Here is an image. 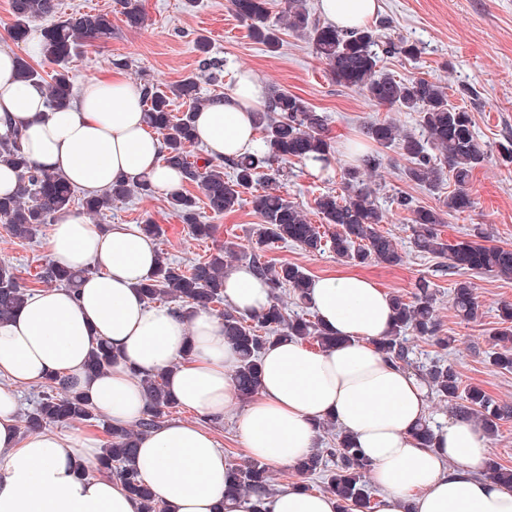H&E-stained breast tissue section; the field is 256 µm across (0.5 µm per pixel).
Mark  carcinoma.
I'll use <instances>...</instances> for the list:
<instances>
[{
    "instance_id": "cac0c4a2",
    "label": "carcinoma",
    "mask_w": 512,
    "mask_h": 512,
    "mask_svg": "<svg viewBox=\"0 0 512 512\" xmlns=\"http://www.w3.org/2000/svg\"><path fill=\"white\" fill-rule=\"evenodd\" d=\"M230 2L255 40L271 50L279 46L280 31L268 22L269 0ZM116 4L128 27L139 29L144 25L145 14L137 0H116ZM56 9V0H11L14 22L8 29L9 36L17 42L25 40L29 24L54 15ZM284 18L289 30L308 38L336 84L360 91L374 106L419 113L420 136L401 133L390 119L371 121L362 129L365 138L376 147L394 150L407 161L404 175L409 181L432 189L440 188L448 179L455 184L444 210L417 205L406 196L396 198L397 208L411 216L412 244L416 251L448 259V264L440 266L442 273L453 275L460 268L511 279L512 249L481 243L487 238L483 231L477 233L476 241L462 240L455 244L442 239L438 232V226L446 223L445 216L473 208L469 182L473 171L487 160L488 149L477 139L471 113L449 103L446 85L424 78L397 79L380 66L383 52L414 57L420 52L419 47L403 40L392 41L387 36L386 21L355 31L334 27L312 15L303 0H287ZM111 38L112 18L108 13L76 12L59 18L43 28L39 47L40 54L58 65L59 70L47 80L28 57L20 55L15 76L22 82L41 85L50 108H65L75 97L66 63L79 48L105 43ZM142 92L145 122L163 138L162 161L177 169L184 182L196 185L202 195L198 199L175 190L168 197L170 207L189 226L193 236L208 238L214 233L213 225L199 220V204L220 215L232 210L241 195L250 192L254 211L261 219L258 238L262 242H292L309 253L327 249L352 265L404 263L398 245L380 229L386 215L376 203V190L362 179V172L379 167V155H366L362 166L347 170L342 194L327 192L315 198V208L323 222L334 229L329 236L269 185L272 177L281 175L292 163L314 159L327 167L334 161L326 117L303 98L284 90L272 93L267 111L256 113V127L262 133L257 149L225 164L209 160L200 164L191 154L197 143L195 119L215 99L199 96L198 82L193 76L170 87L148 83ZM175 99L188 103L187 111L179 116L171 108ZM21 140L17 128L0 133V163L19 171L15 190L0 195V223L13 237L30 240L43 225L69 209L75 189L61 176L34 166L22 152ZM226 166L232 169L228 177L224 176ZM136 193L148 195L153 189L145 179L136 182L122 179L102 194L83 196L81 208L85 215L94 218ZM231 253L232 246L226 244L187 267L159 253L154 271L141 284V293L150 304H177L176 311L180 313L195 308L210 309L224 301L225 256ZM250 265L272 290L288 287L297 303L308 304L311 278L303 268L270 263L260 253L250 256ZM80 279L81 274L46 261L25 282L11 262L1 259L0 324L9 320L39 285L74 289ZM391 298L395 324L391 334L380 342V348L392 361L400 365L412 363L413 338L428 339L443 349L455 342L454 337L441 333L428 281H419L416 292L408 298L398 294ZM451 300L458 316L465 320L475 316L478 304L471 279L461 278L452 283ZM220 316L224 319V336L239 354L234 381L242 400L258 393L261 356L274 341L283 337L302 342L312 340L322 349L338 343L335 336L321 327L316 316L307 312L290 315L277 297L262 313L247 316L228 307ZM499 324L488 337L495 348L489 354V362L510 372L512 303L501 305ZM114 359L111 348L100 343L91 349L87 372L101 373L112 366ZM166 376L165 371L136 374L148 401L147 410L129 425L110 421L103 424L108 440L94 468L96 473H107L121 481L139 502L141 512H167L164 502L145 483L135 465L140 436L165 423L168 413L178 407L167 390ZM424 379L431 392L450 404L456 415L477 421L490 439L498 435L500 421L512 417L511 405L499 402L478 386H462L450 365L431 363L424 369ZM96 419L98 409L88 397L72 390L64 380L50 377L44 380L40 397L22 423L24 431L36 432L51 423ZM370 469L371 464L361 449L342 430L336 433V447L321 450L295 467L303 479L323 477L326 492L339 501L340 512H375L367 480ZM483 473L512 489V469L495 459L485 462ZM251 494L256 496L253 512H267L265 500L274 495V489L268 467L258 460L236 463L228 474L225 497L235 499Z\"/></svg>"
}]
</instances>
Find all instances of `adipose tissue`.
Segmentation results:
<instances>
[{"label": "adipose tissue", "mask_w": 512, "mask_h": 512, "mask_svg": "<svg viewBox=\"0 0 512 512\" xmlns=\"http://www.w3.org/2000/svg\"><path fill=\"white\" fill-rule=\"evenodd\" d=\"M378 0H320L326 21L344 30L364 26ZM15 53L0 47V130L22 129V148L41 168L63 175L90 195L118 177L146 179L169 191L178 172L161 163L162 139L149 132L142 92L119 75L89 82L62 110L50 109L40 87L14 76ZM268 97L249 71L232 91L199 112L197 136L215 161L238 158L254 146V113ZM153 239L132 224L101 230L78 213H61L52 226L48 257L81 272L76 289L34 292L0 324V512H139L119 480L81 475L95 462L94 439L49 431L21 435L16 386L56 375L84 392L113 422L142 416L146 399L137 372L171 369L168 389L177 401L211 420L238 418L245 452L274 469L292 467L320 446L317 424L335 419L372 463L382 491L377 512H512V490L482 476L490 452L480 426L449 417L434 447L414 432L427 415L429 388L410 369L376 347L392 327L389 294L350 272L314 279L310 306L340 342L313 350L283 339L262 355L259 394L241 405L233 371L238 354L224 323L198 311L183 317L152 305L137 287L156 261ZM224 299L242 313L272 300L268 284L247 264L225 274ZM118 360L93 376L86 360L98 342ZM138 470L169 512H252L253 501L224 503L229 461L212 434L186 422H168L139 442ZM268 512H337L334 496L288 486L267 500Z\"/></svg>", "instance_id": "1"}]
</instances>
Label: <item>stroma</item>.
Returning a JSON list of instances; mask_svg holds the SVG:
<instances>
[{
  "label": "stroma",
  "instance_id": "35a3bbf8",
  "mask_svg": "<svg viewBox=\"0 0 512 512\" xmlns=\"http://www.w3.org/2000/svg\"><path fill=\"white\" fill-rule=\"evenodd\" d=\"M379 18L392 23V39L406 40L419 47L415 58L400 55L385 58L384 67L394 76L423 77L446 84L451 104L464 106L473 114L475 132L489 149L483 166L477 167L470 183L474 199L471 212L448 216L441 236L449 243L472 239L476 228L491 235L493 244L512 248V163L503 161L499 149L512 141V0H379ZM147 18L139 29L126 26L116 11L115 0H61L63 12L100 11L112 15L113 34L106 44L82 48L68 68L75 87H82L112 68H119L130 84L142 87L153 82L174 84L194 75L202 97H220L231 91L236 75L250 70L267 91L285 90L322 112L336 157L329 177H313L300 164H293L287 177L278 179L279 192L306 214L310 223L321 224L314 199L342 189L341 176L353 165L347 143L361 139L364 123L390 119L405 132H419L417 115L398 112L368 103L358 91L336 84L316 57L303 35L285 30L282 44L271 53L254 41L231 8L229 0H138ZM208 38V56L222 70L221 83L209 82L196 49L198 38ZM467 94H460V87ZM381 164L371 176L377 188V204L386 215L383 232L389 234L405 256L399 266L372 263L357 272L376 281L389 293L411 295L419 280H427L435 295L436 314L444 333L456 343L440 349L423 339L415 342L414 360L427 365L443 360L454 366L463 385L483 387L496 400L512 403V372L492 367L487 359L488 335L498 326L501 304L512 302V279L494 275L476 277L478 310L473 319L461 320L451 303V277L441 275L439 261L415 251L411 244L412 225L408 212L398 209L395 200L412 197L416 204L444 208L454 190L453 182L429 191L405 180V161L395 151H382ZM201 220L216 225L214 238L197 239L172 211L167 196H134L113 205L98 216L104 226L142 224L152 220L161 228L155 242L158 251L173 261L187 264L208 257L217 246L232 243V264L248 262L253 251H262L275 264L302 267L310 277L347 271L346 263L329 251L309 253L293 243L259 245L261 223L251 194H243L233 211L217 215L201 209ZM50 225H43L36 238H13L0 224V259L16 267L20 277L44 259Z\"/></svg>",
  "mask_w": 512,
  "mask_h": 512
}]
</instances>
